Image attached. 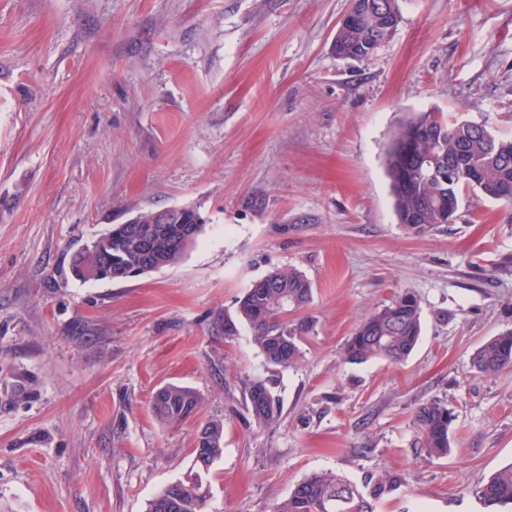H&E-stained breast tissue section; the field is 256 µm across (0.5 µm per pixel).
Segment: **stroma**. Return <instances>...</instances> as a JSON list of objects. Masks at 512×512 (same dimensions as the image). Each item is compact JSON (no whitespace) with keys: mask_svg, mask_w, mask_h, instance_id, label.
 I'll use <instances>...</instances> for the list:
<instances>
[{"mask_svg":"<svg viewBox=\"0 0 512 512\" xmlns=\"http://www.w3.org/2000/svg\"><path fill=\"white\" fill-rule=\"evenodd\" d=\"M351 0H0V512H146L185 479L200 424L224 426L205 512H272L304 477L402 475L379 512H484L512 463V370L470 357L512 329V204L473 193L423 235L399 224L386 146L434 109L512 136V0H400L373 56L333 37ZM197 208L175 265L81 281L72 255L140 210ZM313 292L297 367L266 365L225 316L268 274ZM422 306L410 357L349 364L357 324ZM268 380L279 422L245 406ZM169 383L195 418L151 412ZM448 401L451 452L417 408ZM161 388L154 393L152 400L153 413L160 423L176 425L196 414L201 400L194 389L178 384H167ZM454 421L453 410L448 402L441 399H433L416 410L414 425L429 457L439 459L448 456ZM472 492L488 509L512 507V464L500 468L485 482L478 483Z\"/></svg>","mask_w":512,"mask_h":512,"instance_id":"35a3bbf8","label":"stroma"}]
</instances>
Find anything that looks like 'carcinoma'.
I'll return each instance as SVG.
<instances>
[{"instance_id":"cac0c4a2","label":"carcinoma","mask_w":512,"mask_h":512,"mask_svg":"<svg viewBox=\"0 0 512 512\" xmlns=\"http://www.w3.org/2000/svg\"><path fill=\"white\" fill-rule=\"evenodd\" d=\"M363 2L366 6L379 4L381 9L373 10L375 17L370 22L359 18L337 26L334 51L340 56H372L383 45L385 25L400 23L399 0ZM386 171L399 224L412 234H425L456 220L465 190L512 202V138L495 135L484 124L451 122L442 112H414L390 141ZM153 214L152 210L140 211L136 217L138 223L153 226L151 268L155 270L178 263L184 249L175 244L182 220L153 225ZM119 228V224L112 225L94 242V249L72 257L71 267L82 279H93L97 266L116 258ZM311 295V284L301 272L275 271L255 282L239 299L237 319H224V336L237 335V322H243L267 364L293 367L303 357L301 341L313 325L306 319L295 323L288 315L305 308ZM420 333V300L413 294H397L360 321L342 356L353 364L374 359L398 363L412 353ZM471 368L485 375L511 369L512 329L484 341L471 357ZM245 402L257 427H271L279 421L280 403L266 381H251L245 389ZM200 403L194 389L167 384L154 393L152 410L160 423L176 425L193 417ZM454 421L453 410L441 399L416 410L414 425L429 457L448 456ZM201 434L206 437L205 445L192 450L191 477L164 487L149 500L147 512H203L207 494L204 482L221 454L224 427L209 421ZM400 485L401 477L392 473H370L360 486L331 472L314 473L299 481L288 498L274 505L273 512H378V505ZM472 492L489 509L512 507V464L478 483Z\"/></svg>"}]
</instances>
